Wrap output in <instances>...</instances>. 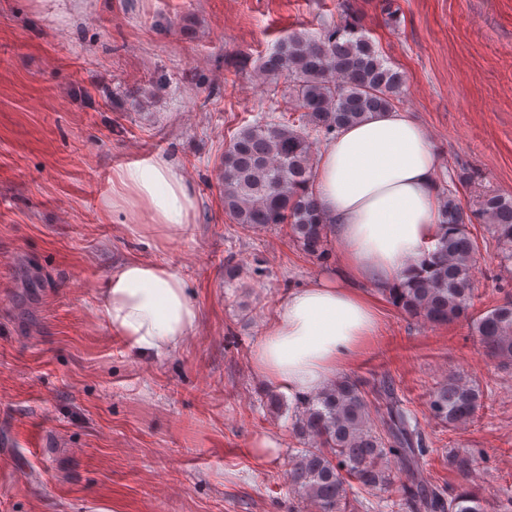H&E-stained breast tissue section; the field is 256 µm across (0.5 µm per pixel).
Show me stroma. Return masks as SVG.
Returning a JSON list of instances; mask_svg holds the SVG:
<instances>
[{"label": "stroma", "instance_id": "obj_1", "mask_svg": "<svg viewBox=\"0 0 512 512\" xmlns=\"http://www.w3.org/2000/svg\"><path fill=\"white\" fill-rule=\"evenodd\" d=\"M0 0V512H314L288 482L304 441L296 399L258 377L255 343L281 298L338 266L340 243L306 254L286 225L224 211L219 161L237 131L287 103L258 67L295 31L359 15L398 103L426 129L439 188L459 169L465 210L512 195V0ZM161 155L197 200L178 239L143 236L139 203L114 198L124 166ZM468 317L432 324L381 299L375 336L344 370L368 392L391 383L425 436L427 483L470 482L485 512L512 496V359L488 356L474 317L512 299V260L487 225ZM172 268L198 311L162 357L137 353L99 313L112 271ZM479 385L453 425L428 402L449 375ZM272 455L253 448L261 438ZM472 459L469 476L450 450ZM31 481L15 487V466ZM408 480L351 484L352 512H378Z\"/></svg>", "mask_w": 512, "mask_h": 512}]
</instances>
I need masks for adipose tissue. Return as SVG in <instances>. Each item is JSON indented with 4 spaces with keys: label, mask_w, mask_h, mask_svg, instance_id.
Here are the masks:
<instances>
[{
    "label": "adipose tissue",
    "mask_w": 512,
    "mask_h": 512,
    "mask_svg": "<svg viewBox=\"0 0 512 512\" xmlns=\"http://www.w3.org/2000/svg\"><path fill=\"white\" fill-rule=\"evenodd\" d=\"M437 157L408 112H375L342 127L322 149L311 189L341 244L335 274L289 291L251 352L255 373L295 398H312L375 335L379 306L362 287L397 286L434 250L438 235ZM167 238L188 230L196 198L182 173L156 155L116 173ZM102 313L114 333L163 356L181 345L198 313L183 279L166 265L132 260L115 270Z\"/></svg>",
    "instance_id": "obj_1"
}]
</instances>
